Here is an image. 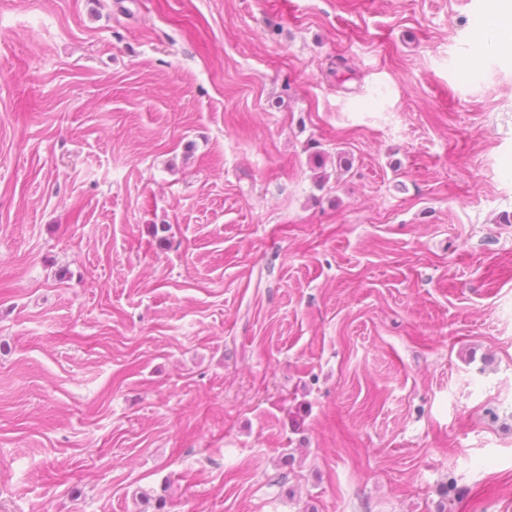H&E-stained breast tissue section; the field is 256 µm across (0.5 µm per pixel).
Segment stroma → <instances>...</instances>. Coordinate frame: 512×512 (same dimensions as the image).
Instances as JSON below:
<instances>
[{
	"label": "stroma",
	"mask_w": 512,
	"mask_h": 512,
	"mask_svg": "<svg viewBox=\"0 0 512 512\" xmlns=\"http://www.w3.org/2000/svg\"><path fill=\"white\" fill-rule=\"evenodd\" d=\"M486 6L0 0V512H512Z\"/></svg>",
	"instance_id": "obj_1"
}]
</instances>
